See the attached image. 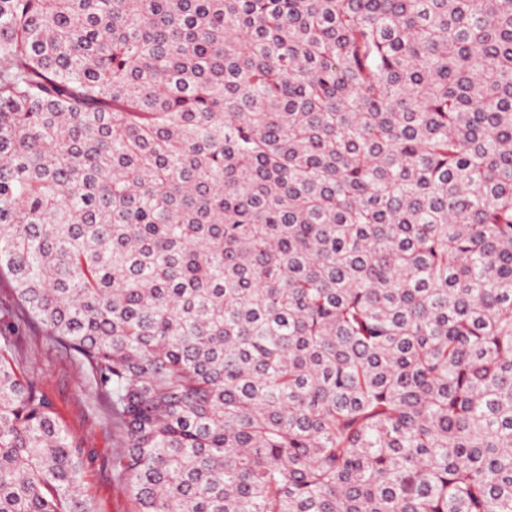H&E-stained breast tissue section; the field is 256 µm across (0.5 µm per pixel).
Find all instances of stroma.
<instances>
[{"label":"stroma","instance_id":"stroma-1","mask_svg":"<svg viewBox=\"0 0 512 512\" xmlns=\"http://www.w3.org/2000/svg\"><path fill=\"white\" fill-rule=\"evenodd\" d=\"M4 315L17 331L15 356L27 378L46 394L57 421L81 448V483L92 512H133L117 477L118 450L102 400L84 383L74 358L22 314L5 277L0 279V317Z\"/></svg>","mask_w":512,"mask_h":512}]
</instances>
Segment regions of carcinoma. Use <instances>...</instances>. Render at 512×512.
I'll return each instance as SVG.
<instances>
[{
    "label": "carcinoma",
    "instance_id": "carcinoma-1",
    "mask_svg": "<svg viewBox=\"0 0 512 512\" xmlns=\"http://www.w3.org/2000/svg\"><path fill=\"white\" fill-rule=\"evenodd\" d=\"M133 512H512V0H0V275ZM0 333V512H90Z\"/></svg>",
    "mask_w": 512,
    "mask_h": 512
}]
</instances>
